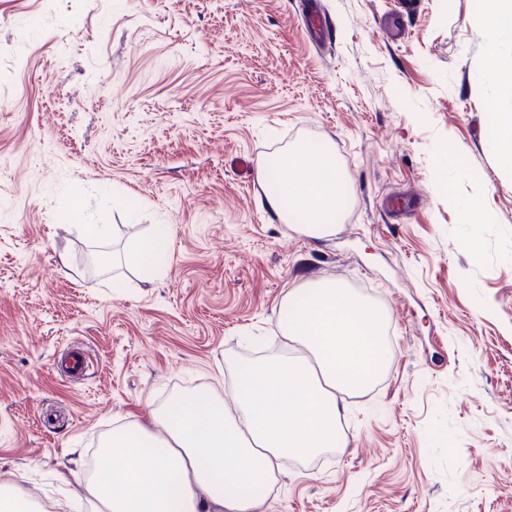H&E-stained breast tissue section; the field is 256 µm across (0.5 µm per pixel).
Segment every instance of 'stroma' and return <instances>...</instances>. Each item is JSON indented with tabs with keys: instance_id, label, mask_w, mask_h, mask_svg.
Masks as SVG:
<instances>
[{
	"instance_id": "stroma-1",
	"label": "stroma",
	"mask_w": 512,
	"mask_h": 512,
	"mask_svg": "<svg viewBox=\"0 0 512 512\" xmlns=\"http://www.w3.org/2000/svg\"><path fill=\"white\" fill-rule=\"evenodd\" d=\"M401 2L0 0V484L77 489L117 426L229 384L228 357L289 354L288 291L333 280L396 355L260 512H512V174L489 136L512 94L480 0ZM309 141L351 195L323 238L260 204L261 164ZM476 200L493 223L464 222ZM163 224L153 273L119 262Z\"/></svg>"
}]
</instances>
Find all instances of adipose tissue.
<instances>
[{
    "label": "adipose tissue",
    "instance_id": "obj_1",
    "mask_svg": "<svg viewBox=\"0 0 512 512\" xmlns=\"http://www.w3.org/2000/svg\"><path fill=\"white\" fill-rule=\"evenodd\" d=\"M474 29L488 77L512 90V0H483ZM275 181L262 206L306 234H328L349 203L326 147L306 143L259 170ZM384 314L328 281L290 292L281 324L299 355L232 361L236 406L217 394H184L154 412V429L119 428L100 456L99 475L79 479L95 512H259L258 478L284 456L337 447L342 391L369 388L386 356Z\"/></svg>",
    "mask_w": 512,
    "mask_h": 512
}]
</instances>
